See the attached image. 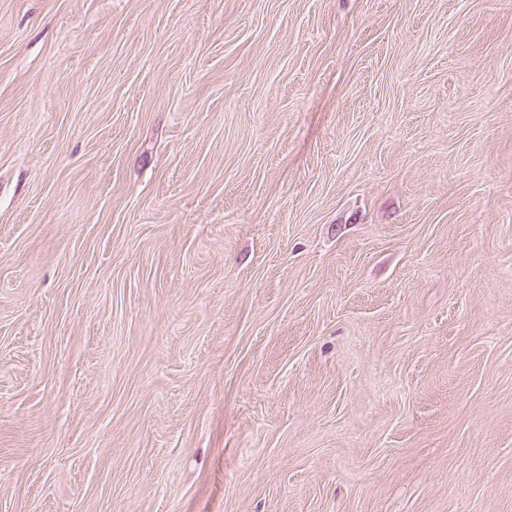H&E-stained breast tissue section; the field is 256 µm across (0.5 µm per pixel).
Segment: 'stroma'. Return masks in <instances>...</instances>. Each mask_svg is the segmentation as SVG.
I'll return each mask as SVG.
<instances>
[{
    "instance_id": "stroma-1",
    "label": "stroma",
    "mask_w": 512,
    "mask_h": 512,
    "mask_svg": "<svg viewBox=\"0 0 512 512\" xmlns=\"http://www.w3.org/2000/svg\"><path fill=\"white\" fill-rule=\"evenodd\" d=\"M0 512H512V0H0Z\"/></svg>"
}]
</instances>
